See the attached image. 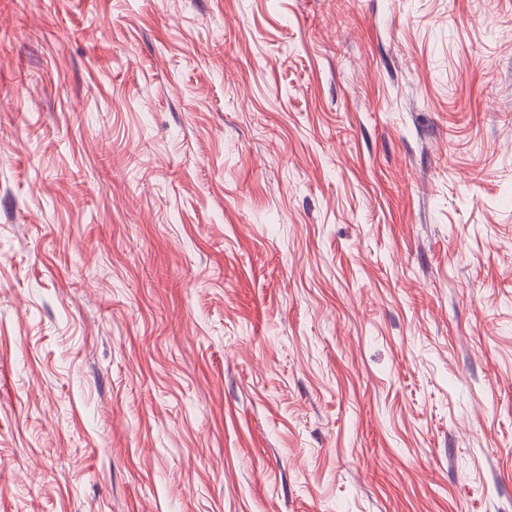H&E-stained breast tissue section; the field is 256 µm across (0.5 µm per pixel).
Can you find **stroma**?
<instances>
[{
    "instance_id": "stroma-1",
    "label": "stroma",
    "mask_w": 512,
    "mask_h": 512,
    "mask_svg": "<svg viewBox=\"0 0 512 512\" xmlns=\"http://www.w3.org/2000/svg\"><path fill=\"white\" fill-rule=\"evenodd\" d=\"M0 512H512V0H0Z\"/></svg>"
}]
</instances>
